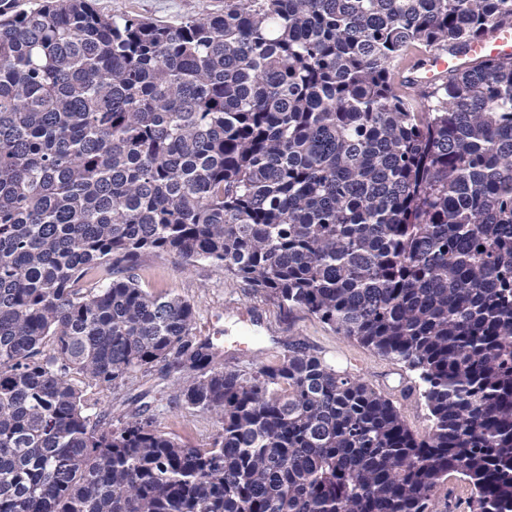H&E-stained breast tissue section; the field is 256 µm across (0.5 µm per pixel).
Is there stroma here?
I'll use <instances>...</instances> for the list:
<instances>
[{
	"label": "stroma",
	"mask_w": 512,
	"mask_h": 512,
	"mask_svg": "<svg viewBox=\"0 0 512 512\" xmlns=\"http://www.w3.org/2000/svg\"><path fill=\"white\" fill-rule=\"evenodd\" d=\"M96 8L112 15H139L174 22L186 17H206L224 11V0H95ZM143 288L157 295H177L196 310L197 336L212 339L222 351L228 368L248 369L255 363L278 364L291 348L318 355L337 370L360 377L390 398L407 426L425 434L430 422L415 386V375L395 361L336 334L335 330L301 309L281 305L276 299L253 291L231 279L223 267L202 263L189 266L179 258L148 253L137 270ZM173 377L159 368L137 376L118 390L87 386L85 394L97 407L112 410L113 420L129 414L130 397L145 389L173 387ZM157 429L195 448L210 447L220 425L210 413L183 404L160 405Z\"/></svg>",
	"instance_id": "35a3bbf8"
}]
</instances>
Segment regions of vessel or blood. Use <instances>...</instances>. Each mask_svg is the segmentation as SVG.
<instances>
[{"label":"vessel or blood","mask_w":512,"mask_h":512,"mask_svg":"<svg viewBox=\"0 0 512 512\" xmlns=\"http://www.w3.org/2000/svg\"><path fill=\"white\" fill-rule=\"evenodd\" d=\"M512 56V28L491 32L481 42L467 47H449L448 51L422 54L410 58L397 71V82L413 90L442 79L448 72L471 68L479 57Z\"/></svg>","instance_id":"1"}]
</instances>
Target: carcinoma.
I'll use <instances>...</instances> for the list:
<instances>
[{"mask_svg": "<svg viewBox=\"0 0 512 512\" xmlns=\"http://www.w3.org/2000/svg\"><path fill=\"white\" fill-rule=\"evenodd\" d=\"M512 0H224L175 22L0 0V512H512V57L403 91ZM209 262L417 374L216 361L145 253ZM95 282L86 286L87 280ZM209 448L89 413L156 364Z\"/></svg>", "mask_w": 512, "mask_h": 512, "instance_id": "carcinoma-1", "label": "carcinoma"}]
</instances>
